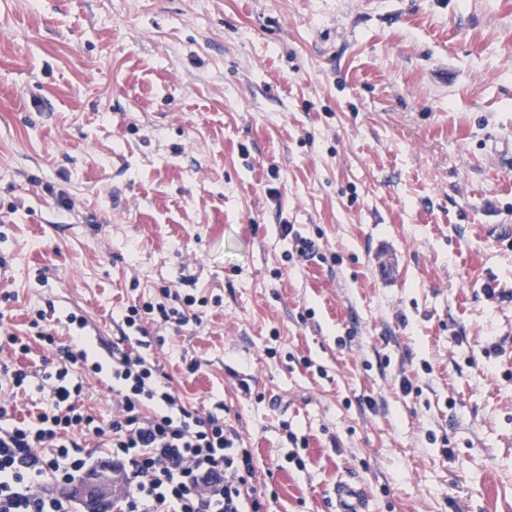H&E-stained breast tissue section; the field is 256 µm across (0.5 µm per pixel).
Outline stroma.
<instances>
[{
	"label": "stroma",
	"instance_id": "1",
	"mask_svg": "<svg viewBox=\"0 0 512 512\" xmlns=\"http://www.w3.org/2000/svg\"><path fill=\"white\" fill-rule=\"evenodd\" d=\"M504 143L512 0H0V366L71 311L221 411L260 512H512ZM163 286L200 322L127 327ZM336 511L337 512H364L365 508L359 489L350 481L336 482Z\"/></svg>",
	"mask_w": 512,
	"mask_h": 512
}]
</instances>
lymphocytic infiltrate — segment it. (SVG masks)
<instances>
[{
    "label": "lymphocytic infiltrate",
    "mask_w": 512,
    "mask_h": 512,
    "mask_svg": "<svg viewBox=\"0 0 512 512\" xmlns=\"http://www.w3.org/2000/svg\"><path fill=\"white\" fill-rule=\"evenodd\" d=\"M64 360L45 374L47 408L34 422L0 427V512H75L71 498L46 493L85 472L91 435L112 457V512H254L256 464L214 413L199 415L149 358L112 349L119 412L103 421L84 409L79 373L98 371L89 340L73 336Z\"/></svg>",
    "instance_id": "lymphocytic-infiltrate-1"
}]
</instances>
